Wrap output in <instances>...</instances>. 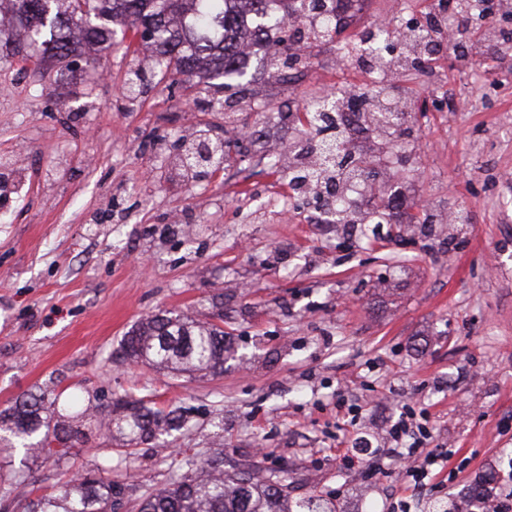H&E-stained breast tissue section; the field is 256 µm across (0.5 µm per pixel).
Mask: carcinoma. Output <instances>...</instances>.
Listing matches in <instances>:
<instances>
[{
    "label": "carcinoma",
    "mask_w": 512,
    "mask_h": 512,
    "mask_svg": "<svg viewBox=\"0 0 512 512\" xmlns=\"http://www.w3.org/2000/svg\"><path fill=\"white\" fill-rule=\"evenodd\" d=\"M8 25L0 24V49L40 65L71 68L85 59L102 65L101 53L112 52L117 28L133 16L148 34L155 70L162 74L196 73L201 65L213 77L239 80L237 46L245 31L261 40L286 25V6L305 0H9ZM80 32L82 40L73 38ZM336 167L316 162L297 169L291 180L303 189L329 180ZM233 350L224 328L200 322L181 312L164 311L135 323L119 343L120 358L173 373L224 372V355ZM84 397L66 392L51 380L36 392L15 399L0 410V448L35 450L60 462L96 427L122 447L99 455L93 467L70 477L59 490L27 496L3 512H292L295 481L284 469L261 473L262 466L224 470V449H214L202 462L186 455L169 464L167 483L146 487L135 499L129 491L123 462L140 445L183 429L190 409L165 412L145 398L119 397L95 414L82 409ZM118 459H113L112 454Z\"/></svg>",
    "instance_id": "1"
}]
</instances>
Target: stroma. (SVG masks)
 I'll return each instance as SVG.
<instances>
[{
    "label": "stroma",
    "mask_w": 512,
    "mask_h": 512,
    "mask_svg": "<svg viewBox=\"0 0 512 512\" xmlns=\"http://www.w3.org/2000/svg\"><path fill=\"white\" fill-rule=\"evenodd\" d=\"M354 26L300 49L308 70L273 78L256 55L225 106L200 108L204 84L167 75L125 93L134 51L87 70L42 72L0 53V159L22 157L24 197L0 199V409L49 378L101 403L128 395L191 408L181 452L222 444L231 465L285 467L297 498L341 512H451L493 468L512 492V49L461 59L446 50L426 74L400 73L416 136L369 170L380 224L322 220L297 200L273 155L307 128V99L364 71L340 58ZM463 97V111L448 105ZM263 127L250 147L235 129ZM226 129L224 166L204 180L179 159L197 131ZM180 227H173V217ZM223 312L235 355L217 376H173L121 362L130 327L166 311ZM360 409L347 420L337 397ZM426 423L447 452L429 489L385 457L399 415ZM106 439L90 434L61 466L0 454V504L52 491L91 468ZM361 452L386 473L364 479L339 458ZM133 486H163L160 452L143 445Z\"/></svg>",
    "instance_id": "stroma-1"
}]
</instances>
